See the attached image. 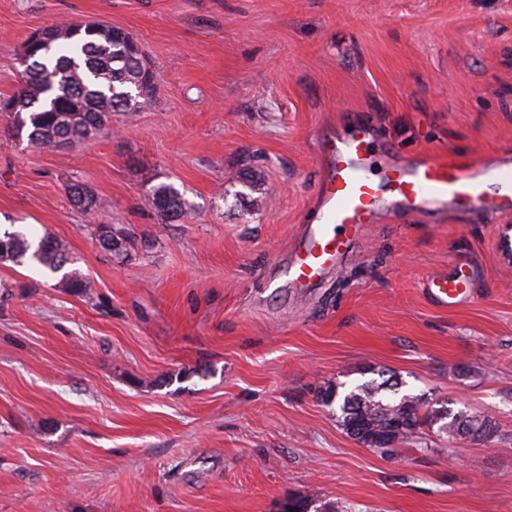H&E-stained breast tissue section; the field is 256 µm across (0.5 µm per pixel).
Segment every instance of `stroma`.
Here are the masks:
<instances>
[{
    "label": "stroma",
    "mask_w": 512,
    "mask_h": 512,
    "mask_svg": "<svg viewBox=\"0 0 512 512\" xmlns=\"http://www.w3.org/2000/svg\"><path fill=\"white\" fill-rule=\"evenodd\" d=\"M60 21L124 29L161 82L76 149L0 112V234L64 240L94 285L0 263V512H512V215L385 211L319 288L284 273L322 139L367 125L400 162L512 148V0H0V98ZM161 183L186 217L146 205ZM459 261L474 296L440 308L424 284ZM390 377L496 434L364 447L322 393Z\"/></svg>",
    "instance_id": "stroma-1"
}]
</instances>
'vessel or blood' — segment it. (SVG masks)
<instances>
[{
	"label": "vessel or blood",
	"mask_w": 512,
	"mask_h": 512,
	"mask_svg": "<svg viewBox=\"0 0 512 512\" xmlns=\"http://www.w3.org/2000/svg\"><path fill=\"white\" fill-rule=\"evenodd\" d=\"M317 191V221L304 225L288 259L289 287H317L340 268L382 208L423 213L444 206L465 207L495 217L512 214V150L480 161L451 156L412 165L385 163L373 172L368 133L350 128L327 141ZM475 270L454 265L430 278L427 295L440 306L456 308L472 293Z\"/></svg>",
	"instance_id": "b4317fda"
}]
</instances>
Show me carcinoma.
Masks as SVG:
<instances>
[{
	"label": "carcinoma",
	"instance_id": "cac0c4a2",
	"mask_svg": "<svg viewBox=\"0 0 512 512\" xmlns=\"http://www.w3.org/2000/svg\"><path fill=\"white\" fill-rule=\"evenodd\" d=\"M56 38L47 44L32 42L23 82L9 97L13 109V132L38 148L75 147L111 130L112 113L137 112L147 104L158 83V75L147 62L137 41L125 30L88 23L75 27L59 23L50 26ZM75 205L95 212L97 200L81 184L68 187ZM147 204L167 222L186 213V202L172 184L152 188ZM100 247L112 254L122 251L125 240L112 234L108 224L97 226ZM34 262L51 274L62 273L56 287L87 293L91 281L62 269L71 261L68 246L45 235L37 243L18 232L0 236V262ZM388 381L356 386L344 395L339 419L346 432L358 442L371 446L370 434L415 409L414 397L395 399ZM438 428L451 439H490L495 433L492 417L447 410V417L428 412L423 419L411 417L393 434L405 442L418 437L422 425Z\"/></svg>",
	"mask_w": 512,
	"mask_h": 512
}]
</instances>
